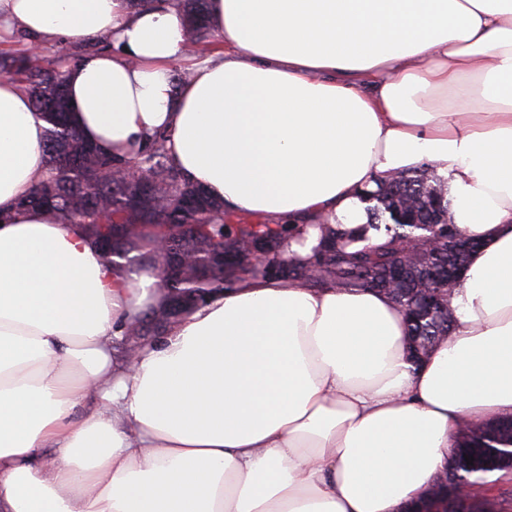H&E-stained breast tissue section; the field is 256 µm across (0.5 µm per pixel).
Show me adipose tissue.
<instances>
[{
  "mask_svg": "<svg viewBox=\"0 0 512 512\" xmlns=\"http://www.w3.org/2000/svg\"><path fill=\"white\" fill-rule=\"evenodd\" d=\"M222 54L171 0H0V39L103 35L63 67L77 129L116 154L168 135L227 216L366 223L422 166L479 241L455 329L421 366L386 294L255 276L117 368L161 299L145 242L107 263L21 201L46 123L0 79V512H402L461 422L512 418V0H210ZM191 63L173 86L169 64Z\"/></svg>",
  "mask_w": 512,
  "mask_h": 512,
  "instance_id": "adipose-tissue-1",
  "label": "adipose tissue"
}]
</instances>
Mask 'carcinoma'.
I'll list each match as a JSON object with an SVG mask.
<instances>
[{"mask_svg": "<svg viewBox=\"0 0 512 512\" xmlns=\"http://www.w3.org/2000/svg\"><path fill=\"white\" fill-rule=\"evenodd\" d=\"M195 45L210 47L208 0H179ZM0 77L13 79L33 99L47 124L45 168L22 205L43 208L57 224H81L92 243L121 238L105 253L125 258L134 245L153 237L167 240V257L178 272L158 288L165 305L149 318L126 326V336H161L176 320L174 306L194 305L218 290H233L257 274L287 277L298 284L372 288L388 294L407 323V354L417 362L448 338L454 317L448 268L462 269L468 252H448V201L427 168L404 171L363 195L368 222L348 228L319 224L311 255L293 261L284 245L298 228L268 221H226L224 206L173 163L167 136L152 137L132 157H117L83 141L71 118L63 84L26 52H0ZM152 191L144 194L138 172ZM474 458L467 464L465 456ZM512 470V420L465 426L445 477L429 506L413 512H512V493L495 490L486 476ZM463 480L479 481L484 492L457 496Z\"/></svg>", "mask_w": 512, "mask_h": 512, "instance_id": "cac0c4a2", "label": "carcinoma"}]
</instances>
